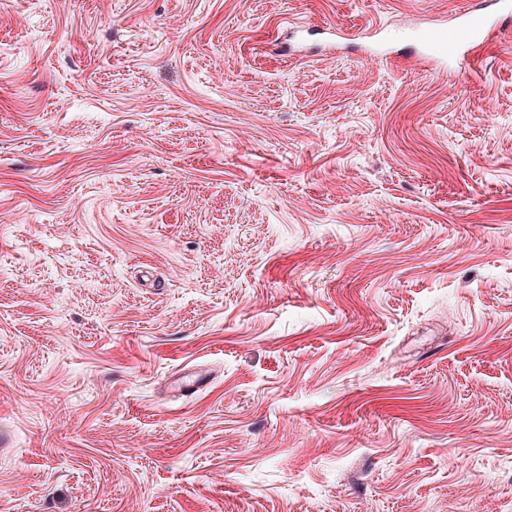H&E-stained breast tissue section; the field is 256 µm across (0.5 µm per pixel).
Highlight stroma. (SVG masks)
Segmentation results:
<instances>
[{"mask_svg":"<svg viewBox=\"0 0 512 512\" xmlns=\"http://www.w3.org/2000/svg\"><path fill=\"white\" fill-rule=\"evenodd\" d=\"M470 8L0 0V512H512V29L415 60Z\"/></svg>","mask_w":512,"mask_h":512,"instance_id":"35a3bbf8","label":"stroma"}]
</instances>
